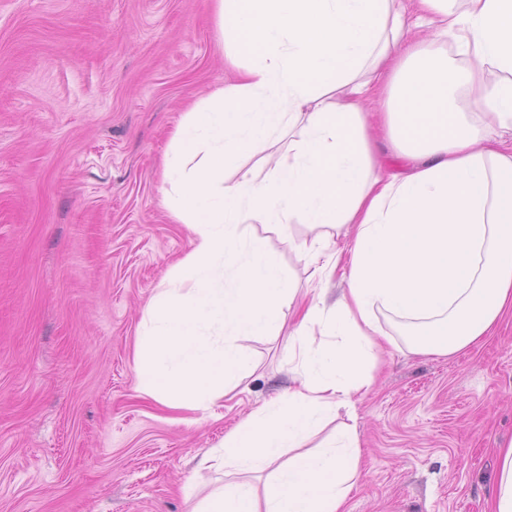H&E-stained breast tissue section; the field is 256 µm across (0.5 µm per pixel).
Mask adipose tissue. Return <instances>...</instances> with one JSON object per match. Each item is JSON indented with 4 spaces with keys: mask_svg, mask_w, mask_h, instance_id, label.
Here are the masks:
<instances>
[{
    "mask_svg": "<svg viewBox=\"0 0 512 512\" xmlns=\"http://www.w3.org/2000/svg\"><path fill=\"white\" fill-rule=\"evenodd\" d=\"M212 2L233 77L191 102L162 155L158 191L192 241L138 325L137 388L213 407L251 372L248 340L288 331L286 393L199 458L224 484L183 494L192 512H346L360 438L322 430L379 354L451 355L512 310V0H413L412 26L401 0ZM265 229L315 266L308 297Z\"/></svg>",
    "mask_w": 512,
    "mask_h": 512,
    "instance_id": "obj_1",
    "label": "adipose tissue"
}]
</instances>
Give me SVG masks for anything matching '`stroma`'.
Wrapping results in <instances>:
<instances>
[{
	"instance_id": "stroma-1",
	"label": "stroma",
	"mask_w": 512,
	"mask_h": 512,
	"mask_svg": "<svg viewBox=\"0 0 512 512\" xmlns=\"http://www.w3.org/2000/svg\"><path fill=\"white\" fill-rule=\"evenodd\" d=\"M209 0H0V512H188L196 461L288 387L287 336L202 410L136 389V328L190 250L158 193L185 106L222 86ZM348 512H484L512 440V311L452 356L390 348L353 412Z\"/></svg>"
}]
</instances>
